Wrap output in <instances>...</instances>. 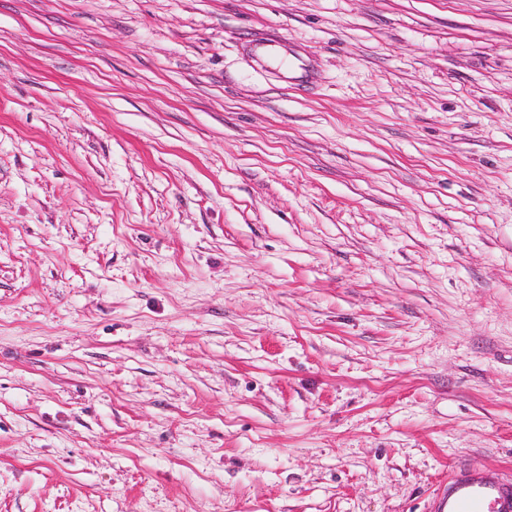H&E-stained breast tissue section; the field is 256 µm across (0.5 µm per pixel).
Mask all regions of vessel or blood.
<instances>
[{
	"mask_svg": "<svg viewBox=\"0 0 512 512\" xmlns=\"http://www.w3.org/2000/svg\"><path fill=\"white\" fill-rule=\"evenodd\" d=\"M257 61L281 62L286 73L296 65L285 55L279 43H256ZM431 512H512V476L504 477L477 466H462L451 471L448 483L434 496Z\"/></svg>",
	"mask_w": 512,
	"mask_h": 512,
	"instance_id": "vessel-or-blood-1",
	"label": "vessel or blood"
}]
</instances>
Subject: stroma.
Returning <instances> with one entry per match:
<instances>
[{
    "mask_svg": "<svg viewBox=\"0 0 512 512\" xmlns=\"http://www.w3.org/2000/svg\"><path fill=\"white\" fill-rule=\"evenodd\" d=\"M470 463L512 0H0V512H424ZM253 54L259 62H281L284 67L285 74L287 75L293 73L297 68H300L282 52L281 45L276 42L262 41L256 43L253 48Z\"/></svg>",
    "mask_w": 512,
    "mask_h": 512,
    "instance_id": "obj_1",
    "label": "stroma"
}]
</instances>
